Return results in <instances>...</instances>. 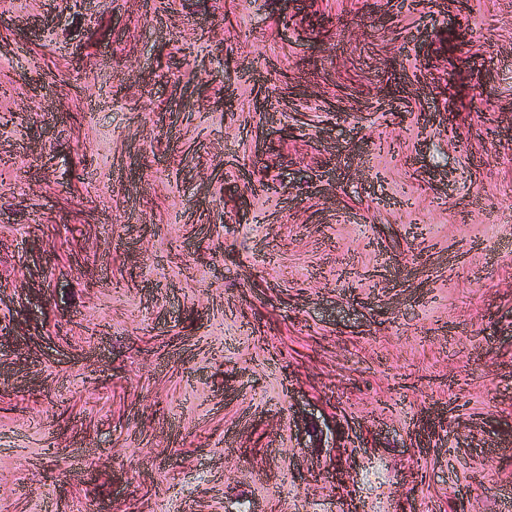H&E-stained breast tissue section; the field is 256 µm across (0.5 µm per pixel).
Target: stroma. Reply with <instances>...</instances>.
<instances>
[{"label": "stroma", "mask_w": 512, "mask_h": 512, "mask_svg": "<svg viewBox=\"0 0 512 512\" xmlns=\"http://www.w3.org/2000/svg\"><path fill=\"white\" fill-rule=\"evenodd\" d=\"M3 112L0 512H503L512 0H0Z\"/></svg>", "instance_id": "35a3bbf8"}]
</instances>
